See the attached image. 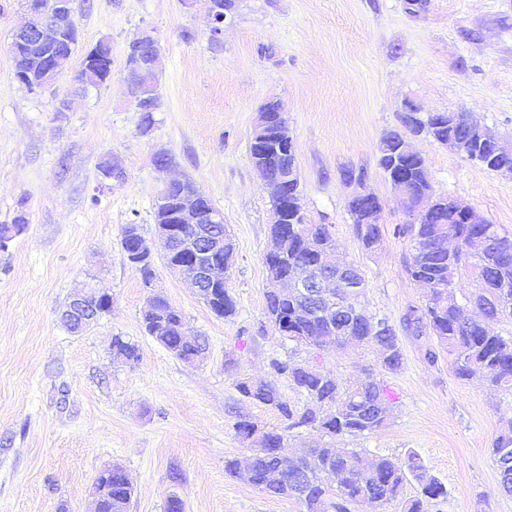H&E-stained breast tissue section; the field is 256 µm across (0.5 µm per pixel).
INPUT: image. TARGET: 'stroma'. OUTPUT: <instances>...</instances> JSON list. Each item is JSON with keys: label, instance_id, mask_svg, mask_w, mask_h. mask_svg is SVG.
Here are the masks:
<instances>
[{"label": "stroma", "instance_id": "obj_1", "mask_svg": "<svg viewBox=\"0 0 512 512\" xmlns=\"http://www.w3.org/2000/svg\"><path fill=\"white\" fill-rule=\"evenodd\" d=\"M219 39L210 35L209 0H73L80 40L49 85L17 81L10 43L24 0H0V224L24 216L26 231L0 250V512H93V482L110 466L134 487L130 512H302L225 473L252 446L235 431L247 419L283 433L292 453L320 441L289 428L280 414L244 398L239 381H276L296 406L304 398L272 363L316 364L348 387L374 377L392 401L388 425L336 447L365 460L417 454L448 495L429 512H512L501 492L491 442L512 418V394L455 379L447 359L427 363L432 340L400 333L403 366L383 371L375 349L319 353L263 325L268 287L264 254L272 208L249 146L260 107L280 101L295 142L309 220L333 227L340 257L366 279L369 312L399 324L425 290L405 268L394 229L407 217L378 166L383 136L402 130L401 104L426 112H466L512 138V0H230ZM148 30L161 55V107L149 132L125 82L126 44ZM112 46V76L81 92L76 76L87 49ZM68 111H58L62 98ZM435 194L455 198L512 233V180L420 135ZM175 164L167 177L193 182L224 216L234 247L226 286L235 317L214 315L186 279L170 272L155 242L161 189L159 150ZM117 160L125 177L102 181L99 163ZM363 188L382 205L384 240L362 249L347 203ZM153 240V288L127 263L126 225ZM112 295L111 313L70 333L58 312L88 283ZM205 337L203 359L183 362L148 336L142 314L153 293ZM134 344L139 361L112 356L113 337Z\"/></svg>", "mask_w": 512, "mask_h": 512}]
</instances>
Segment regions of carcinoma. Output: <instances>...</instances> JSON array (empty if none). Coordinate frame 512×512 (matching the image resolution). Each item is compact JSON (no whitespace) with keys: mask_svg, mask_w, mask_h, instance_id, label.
Listing matches in <instances>:
<instances>
[{"mask_svg":"<svg viewBox=\"0 0 512 512\" xmlns=\"http://www.w3.org/2000/svg\"><path fill=\"white\" fill-rule=\"evenodd\" d=\"M63 58L56 63L61 69L70 59L78 42V26L74 17L60 19ZM15 72L26 76L29 89L39 88L53 80L49 70L50 57L46 51L28 43L11 44ZM159 56L152 55L138 82L131 87L135 107L151 104L153 111L160 107L156 74ZM78 80L85 86L97 87L104 82L103 70L81 65ZM412 130L423 131L442 145L454 138L461 146L460 154L479 162L490 171L503 164H512V156L497 155L479 143L468 127L463 112H450L448 119L439 122L420 118ZM402 139L395 137L381 144L378 165L385 176L398 173L404 177L414 193H431L432 185L425 160L407 162L400 150ZM361 203L347 204L352 231L365 250L378 247L383 227L380 215L373 222L361 223ZM456 223L458 239L452 250L441 251L436 246L448 222ZM311 235L326 250L335 247L330 224H304L302 234L288 232L282 238L281 252L275 268L283 274H295L318 263V255L307 252L301 245L302 235ZM395 234L406 239L410 253L407 272L410 278L427 289V299L421 307H411L402 316L403 330L416 337L434 336L448 351L453 373L460 381L474 377L488 385L512 392V337L506 338L492 324L512 318V235L501 231L497 224H462L448 208V198L438 197L437 206L418 224H399ZM470 282L468 291L457 294L462 280ZM264 315L273 330L285 324L283 336L300 345L318 351L333 350L347 343L348 338L373 347L382 368L395 372L402 367V353L398 336L385 319L366 311L347 312L340 319H331L324 313L308 307L303 301L265 298ZM146 333L176 358L191 363L206 350L205 340L188 334L181 312L164 297H158L157 313L145 314ZM112 354L128 362L138 360L134 345L121 337L112 338ZM274 373L288 382L306 398V404L296 409L284 399L274 382L240 381L238 391L247 399L276 410L289 421L288 427H309L324 436L352 437L373 434L385 426L382 419L367 414L370 406L390 404L387 386L381 379L364 380L353 387L341 388L335 378H323L316 370L304 365L276 361ZM237 435L244 440L257 439L259 448L251 459L253 485L267 493L300 503L303 512H348V506L360 505L369 499L385 504L400 497L407 484L414 481L418 495L406 501V512H427L425 506L443 499L448 490L417 454L400 462L380 456L369 464L370 477L362 474V460L354 448H333L331 442L309 450L300 457L285 455L283 434L277 431H259L255 423L241 420L236 423ZM512 448V421L504 424L494 439L491 454L497 463L501 491L512 493V456L505 458L500 450ZM342 471V482L332 487L325 482L329 471ZM133 496V487L126 473L112 467L110 489L101 502L99 512H127Z\"/></svg>","mask_w":512,"mask_h":512,"instance_id":"obj_1","label":"carcinoma"}]
</instances>
